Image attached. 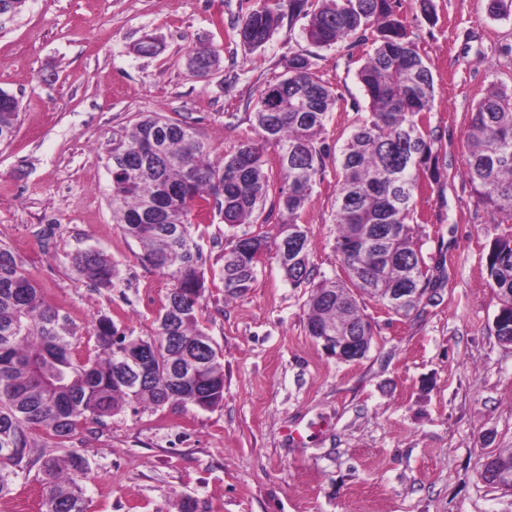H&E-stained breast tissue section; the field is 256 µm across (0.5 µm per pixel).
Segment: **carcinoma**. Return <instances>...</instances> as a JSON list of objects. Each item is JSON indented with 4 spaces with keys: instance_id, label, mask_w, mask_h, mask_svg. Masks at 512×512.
<instances>
[{
    "instance_id": "carcinoma-1",
    "label": "carcinoma",
    "mask_w": 512,
    "mask_h": 512,
    "mask_svg": "<svg viewBox=\"0 0 512 512\" xmlns=\"http://www.w3.org/2000/svg\"><path fill=\"white\" fill-rule=\"evenodd\" d=\"M310 17L306 37L316 47L347 39L371 41L358 72L368 117L336 157L335 248L345 279L314 282L305 206L331 158L326 125L338 97L314 70L307 53L286 62L283 78L260 90L253 118L258 140L216 160L196 130L180 120L146 115L112 138L113 223L141 246L142 264L172 283L156 315L155 335L128 333L112 317L98 316L83 357L75 355L70 321L43 299L23 264L0 246V498L38 469L41 512H88L82 486L88 462L68 443L84 425L139 404L208 410L224 401V356L199 322L205 293L202 253L193 219L216 209L224 223L254 224L273 184L283 182L276 208V237H232L224 245L221 276L229 296L246 294L257 278L255 255L274 248L284 277L295 288L311 286L306 328L347 327L374 336L360 308L368 297L396 314L416 307L385 303L390 288H413L417 304L431 301L443 283L413 236L417 195L447 178L442 133L431 126L434 77L396 0H261L236 26L248 49L266 44L284 19ZM201 67L219 62L216 50L196 47ZM19 103L0 88V138L17 133ZM464 174L492 223L512 219V92L492 86L471 113ZM274 149L275 157L268 155ZM74 261L98 286L112 288L119 272L111 259L83 252ZM490 287L500 300L494 318L499 339L512 338V236L489 246ZM43 430L52 449L32 455L31 435ZM481 477L512 491V448L486 457Z\"/></svg>"
}]
</instances>
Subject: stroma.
<instances>
[{
  "label": "stroma",
  "instance_id": "stroma-1",
  "mask_svg": "<svg viewBox=\"0 0 512 512\" xmlns=\"http://www.w3.org/2000/svg\"><path fill=\"white\" fill-rule=\"evenodd\" d=\"M258 0H28L0 22V88L20 103L18 132L0 145V245L21 259L45 300L86 340L109 314L133 335L156 329L170 281L139 260L140 246L112 222V138L141 115L188 122L215 155L256 139L260 90L280 79L295 53L339 97L326 141L339 149L368 110L357 78L369 50L346 40L311 45L300 16L262 47H243L234 24ZM397 0L401 20L431 66V122L442 132L448 177L417 209L429 265L447 279L423 311L407 316L372 300L369 353L355 362L326 356L306 329V288L291 287L274 256L250 291L224 293V243L232 235L277 233L266 223L201 224L206 292L200 320L224 354V401L201 410L128 406L87 423L70 442L89 463V512H177L190 495L209 512H512V493L480 476L489 454L512 448V344L499 340V300L486 270L491 223L463 170L466 131L491 85L512 89V15L490 0ZM152 38L155 51L135 47ZM218 50L220 71L200 78L192 48ZM336 164L306 206L311 262L343 276L335 250ZM94 250L120 281L101 288L73 264Z\"/></svg>",
  "mask_w": 512,
  "mask_h": 512
}]
</instances>
